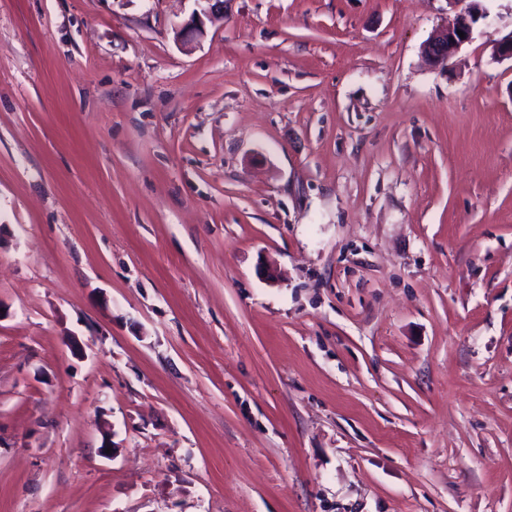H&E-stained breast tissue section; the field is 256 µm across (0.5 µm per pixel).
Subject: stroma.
<instances>
[{
  "mask_svg": "<svg viewBox=\"0 0 512 512\" xmlns=\"http://www.w3.org/2000/svg\"><path fill=\"white\" fill-rule=\"evenodd\" d=\"M481 5L0 0V512H512ZM198 2L206 3V8L199 14L194 13L188 23L175 29L176 38L184 43L197 41L204 36L205 29L201 15L208 19L224 16V0H198ZM482 0H449L459 10L452 26L437 31L425 44L424 55L431 67L446 68L460 47L472 38L474 24L488 17L480 8ZM457 30L464 33L460 38Z\"/></svg>",
  "mask_w": 512,
  "mask_h": 512,
  "instance_id": "stroma-1",
  "label": "stroma"
}]
</instances>
